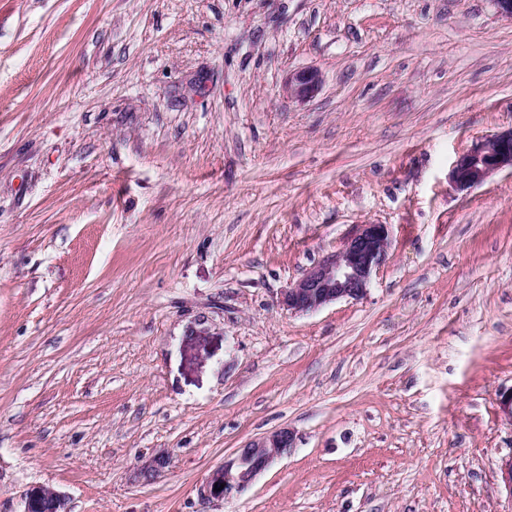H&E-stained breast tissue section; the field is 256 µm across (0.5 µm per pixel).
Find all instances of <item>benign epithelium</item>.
Here are the masks:
<instances>
[{
  "instance_id": "7a95c632",
  "label": "benign epithelium",
  "mask_w": 512,
  "mask_h": 512,
  "mask_svg": "<svg viewBox=\"0 0 512 512\" xmlns=\"http://www.w3.org/2000/svg\"><path fill=\"white\" fill-rule=\"evenodd\" d=\"M322 85L315 68L291 73L287 80L290 97L312 98ZM512 169V129L476 142L453 165L449 178L460 190L484 184L493 174ZM391 245L386 224H360L340 247L324 256L281 297V304L294 313L316 311L340 299L358 300L367 294L372 277L388 258ZM296 440L286 427L254 438L235 456L215 467L202 485V498L223 501L248 488L276 459L288 454ZM23 512H71L69 498L54 488L35 485L24 497Z\"/></svg>"
}]
</instances>
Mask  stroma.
I'll use <instances>...</instances> for the list:
<instances>
[{
	"label": "stroma",
	"instance_id": "stroma-1",
	"mask_svg": "<svg viewBox=\"0 0 512 512\" xmlns=\"http://www.w3.org/2000/svg\"><path fill=\"white\" fill-rule=\"evenodd\" d=\"M510 127L494 0H0V512H512V170L448 179ZM368 223L367 294L286 310ZM321 85V72L315 68H304L291 73L286 84L290 97L301 102L312 98ZM296 440L286 427L254 438L208 474L200 495L205 500L224 501L248 488L276 459L287 455ZM224 484V488L216 491ZM23 512H71L69 498L54 488L35 485L24 497Z\"/></svg>",
	"mask_w": 512,
	"mask_h": 512
}]
</instances>
